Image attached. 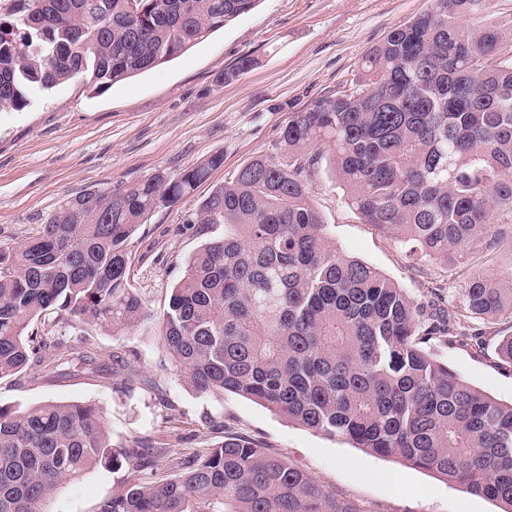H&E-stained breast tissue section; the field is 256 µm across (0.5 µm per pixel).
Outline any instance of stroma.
Returning a JSON list of instances; mask_svg holds the SVG:
<instances>
[{
    "label": "stroma",
    "mask_w": 512,
    "mask_h": 512,
    "mask_svg": "<svg viewBox=\"0 0 512 512\" xmlns=\"http://www.w3.org/2000/svg\"><path fill=\"white\" fill-rule=\"evenodd\" d=\"M428 6L429 0H260L178 58L105 92L91 93L74 79L31 92L24 108H0V243H22L66 197L159 171L175 176L223 154V165L193 195L154 212L132 238L134 285L151 311L162 310L185 257L202 241L191 222L199 203L273 151L290 112L350 88L366 50ZM245 56L254 66L225 79ZM314 204L341 255L377 268L415 300L459 310L464 278L361 223L328 168L317 176ZM461 329L460 337L433 341L435 354L480 391L512 402V362L498 352L512 321L466 317ZM45 331L119 352L129 368L114 377L74 366L62 378L1 379L0 405L88 402L102 408L114 447L164 437L169 446L142 468L143 482L172 475L175 462L233 434L287 459L359 512H499L496 502L430 472L287 422L244 397L196 394L161 349L153 325L115 336L52 321ZM125 476L122 469L92 467L62 484L44 512H96Z\"/></svg>",
    "instance_id": "1"
}]
</instances>
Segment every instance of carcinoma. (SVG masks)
Wrapping results in <instances>:
<instances>
[{
    "label": "carcinoma",
    "mask_w": 512,
    "mask_h": 512,
    "mask_svg": "<svg viewBox=\"0 0 512 512\" xmlns=\"http://www.w3.org/2000/svg\"><path fill=\"white\" fill-rule=\"evenodd\" d=\"M260 0H5L0 106L80 79L93 93L166 64ZM487 0H431L362 58L351 88L290 113L278 146L203 199L207 239L166 307L131 283L130 240L149 215L190 196L213 154L109 192L63 199L25 242L0 245V379L53 349L115 374L109 351L48 344L55 315L114 335L153 320L200 395L232 393L287 421L430 471L512 512V404L462 380L427 343L454 337L437 315L365 262L340 255L313 202L324 159L365 224L412 241L467 279L463 310L512 319V282L475 269L512 235V16ZM168 442L112 447L89 403L0 406V512H42L66 481L129 469L98 512H357L303 471L226 437L179 473L144 484L141 460Z\"/></svg>",
    "instance_id": "obj_1"
}]
</instances>
